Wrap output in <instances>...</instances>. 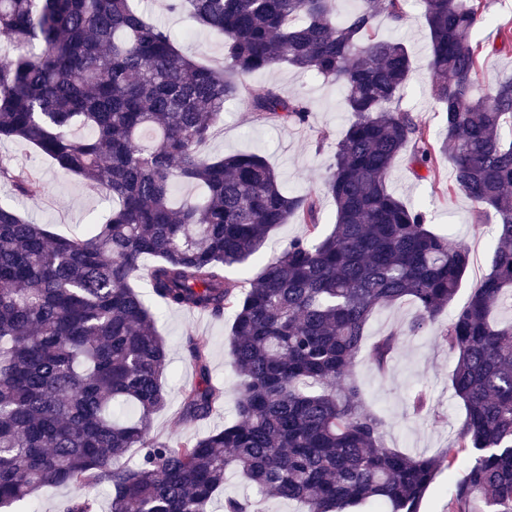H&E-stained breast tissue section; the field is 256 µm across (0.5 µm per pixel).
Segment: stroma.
<instances>
[{
	"mask_svg": "<svg viewBox=\"0 0 512 512\" xmlns=\"http://www.w3.org/2000/svg\"><path fill=\"white\" fill-rule=\"evenodd\" d=\"M152 22L168 29L179 49L203 63L220 67L224 64V40L184 13L166 8L167 0H135ZM377 28L385 35H396L407 44L413 59V74L404 91L401 106L427 127L432 138L443 136V125L431 95V78L427 69L430 40L421 8L407 9L397 24L379 17ZM483 45V68L499 77L512 76V0H490L487 20L471 34ZM250 86L273 87L287 98H306L312 104L310 123L305 127H285L256 121L239 103L224 109V121L217 125L204 147L205 154L221 157L229 153L257 152L280 174L284 187L294 195L316 192L320 195L321 230L329 232L334 224L336 207L322 193L323 176L333 153V146L348 122L343 93L331 81L295 70L288 65L256 72L247 79ZM0 156L34 171L42 182V193L24 202L23 210L37 223L48 225L58 235L81 233L112 206L106 192L93 191L84 182L61 171L22 141L0 142ZM452 169L447 158H439L432 174L418 177L406 159L396 161L390 175L391 190L406 204L421 208L432 230L448 235L452 243L470 254V265L453 300L462 306L473 288L490 269L495 242V225L481 220L473 204L463 194L450 191ZM416 314L412 301L404 300L378 310L370 319L365 342L358 354L353 375L361 386L367 405L383 420L387 447L415 455H438L453 441L465 421V409L451 389L450 377L455 358L437 337L438 329L425 327L408 332ZM228 319H214L186 311L160 309L157 328L168 347L165 386L169 406L157 413L151 434L163 439H177L205 433L207 426L179 425L174 421L185 387L197 381L186 351L187 336L203 339L207 344L211 375L224 387V404L209 426H220L235 417V389L238 377L228 355L225 337ZM404 334L386 369L378 371L369 346L391 329ZM425 393L428 406L415 413L412 399Z\"/></svg>",
	"mask_w": 512,
	"mask_h": 512,
	"instance_id": "1",
	"label": "stroma"
}]
</instances>
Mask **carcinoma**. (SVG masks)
<instances>
[{
  "mask_svg": "<svg viewBox=\"0 0 512 512\" xmlns=\"http://www.w3.org/2000/svg\"><path fill=\"white\" fill-rule=\"evenodd\" d=\"M431 93L445 136L400 107L413 72L407 46L375 19L404 18L406 0H169L224 36V68L207 66L148 22L131 0H0V141H25L61 170L112 197V212L81 236L53 234L0 201V512L53 488L62 512H256L217 495L236 474L306 512H419L436 476L464 465L448 512H512V79L482 77L470 33L489 0H422ZM286 64L331 79L351 120L324 178L336 206L321 234L319 198L288 194L259 153L202 152L224 106L260 121L309 124L311 104L244 77ZM417 169L448 157L450 190L493 215L490 271L452 311L468 253L429 229L426 214L388 188L395 162ZM32 199V172L0 158V181ZM181 182L205 197L174 202ZM295 219L307 235L262 262L253 287L225 268L255 258ZM154 258L146 267L142 260ZM143 283L169 309L222 318L241 381L236 419L185 440L149 436L165 409L167 347ZM417 307L410 329L441 323L456 355L452 389L466 420L436 456L387 447L352 364L380 308ZM391 331L371 357L385 369ZM185 349L199 381L185 390L182 424L224 403L206 344ZM132 448L139 460L125 462Z\"/></svg>",
  "mask_w": 512,
  "mask_h": 512,
  "instance_id": "obj_1",
  "label": "carcinoma"
}]
</instances>
